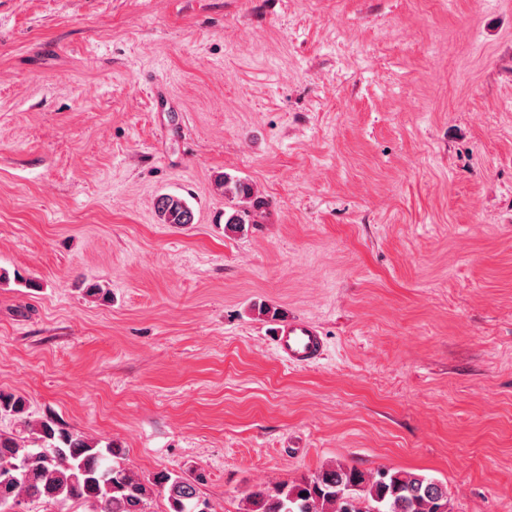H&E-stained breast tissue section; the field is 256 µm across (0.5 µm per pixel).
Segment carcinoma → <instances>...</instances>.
<instances>
[{
  "label": "carcinoma",
  "mask_w": 512,
  "mask_h": 512,
  "mask_svg": "<svg viewBox=\"0 0 512 512\" xmlns=\"http://www.w3.org/2000/svg\"><path fill=\"white\" fill-rule=\"evenodd\" d=\"M218 186L224 195L249 203L224 213V231H244L264 201L249 183L226 173L218 176ZM157 210L163 224L194 220L179 196H160ZM1 414L14 417L24 435L0 433V512L69 501L87 503L92 512H148L157 492L166 493L170 512H210L188 478L164 471L143 478L124 464L118 448H102L49 420L31 427L21 396L0 391ZM248 503V512H451L446 488L433 478L390 469L367 475L342 463L299 481L261 487Z\"/></svg>",
  "instance_id": "carcinoma-1"
}]
</instances>
